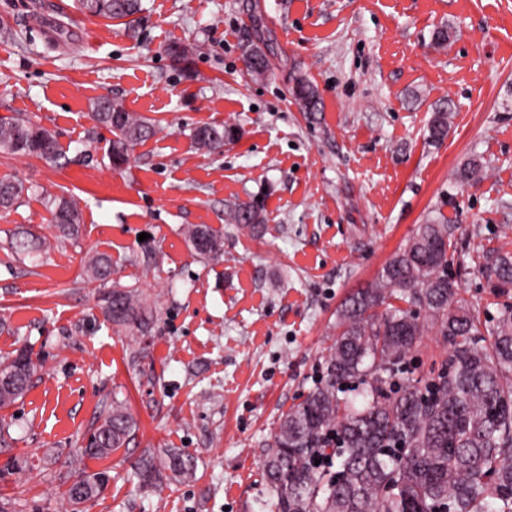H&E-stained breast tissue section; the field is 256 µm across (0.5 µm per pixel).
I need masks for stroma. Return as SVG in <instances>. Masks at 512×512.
<instances>
[{
    "label": "stroma",
    "mask_w": 512,
    "mask_h": 512,
    "mask_svg": "<svg viewBox=\"0 0 512 512\" xmlns=\"http://www.w3.org/2000/svg\"><path fill=\"white\" fill-rule=\"evenodd\" d=\"M256 7L273 38L261 81L244 66ZM443 25L452 36L433 47ZM0 26V116L39 123L64 152L0 153V179L28 188L0 211V356L25 347L43 362L0 409V499L23 512H61L68 456L115 399L138 428L87 461L111 476L87 512H259L265 450L318 383L337 308L428 216L455 219L462 297L484 317L512 303L482 272L487 251L512 254V0H142L128 25L76 0H0ZM175 44L197 52L177 64ZM297 74L321 112L292 98ZM100 97L156 128L119 167L112 132L90 117ZM448 99V136L430 143V110ZM204 124L238 136L199 150ZM475 156L482 178L455 183ZM62 194L80 211L71 239L48 209ZM254 199L268 229L253 237L225 211ZM199 224L223 236L221 258L195 254L186 231ZM22 230L40 253L11 252ZM96 252L156 307L148 335L105 322V291L83 276ZM163 448L195 456L196 477L142 491L134 464Z\"/></svg>",
    "instance_id": "35a3bbf8"
}]
</instances>
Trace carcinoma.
<instances>
[{"label":"carcinoma","mask_w":512,"mask_h":512,"mask_svg":"<svg viewBox=\"0 0 512 512\" xmlns=\"http://www.w3.org/2000/svg\"><path fill=\"white\" fill-rule=\"evenodd\" d=\"M93 16L120 20L141 11L140 0H79ZM248 72L265 77L267 50L253 45L245 56ZM291 95L304 112L323 111L317 87L306 77L293 78ZM94 121L111 128L110 158L119 166L128 147L155 134L146 119L128 112L123 103L101 97L91 104ZM454 106L437 104L431 113L428 138L448 136ZM196 143L209 151L236 137L234 127H198ZM0 153L61 159L54 134L19 115L0 117ZM481 159H469L456 172L460 184L478 180ZM27 188L19 181L0 180V208L20 203ZM52 221L59 233L73 236L80 223L73 201L55 195ZM229 223L251 235L264 231L263 208L238 202ZM454 225L438 213L417 225L406 243L385 263L372 288L360 289L336 311V336L325 357V379L305 400L286 412L264 463L265 500L261 512H512V305L492 323L481 321L476 305L460 297L451 271ZM194 252L216 258L223 239L205 226L189 230ZM11 248L34 254L41 241L18 233ZM90 280L107 283L112 258L89 257ZM482 272L493 287L512 288V256L489 253ZM405 306H396L393 301ZM106 321L120 330L149 324L138 288L112 285L104 308ZM433 328L450 341L448 358L429 379L413 378L400 362ZM41 364L20 349L0 361V408L23 397ZM352 388L360 409L341 405L337 392ZM137 423L122 402L112 401L97 417L85 444L70 459L73 479L63 494L67 512H83L110 481L108 471L88 473L86 459L104 458L125 447ZM336 457L338 470L318 467L317 459ZM196 469L193 456L175 449L146 453L135 464L142 487L162 478L183 481Z\"/></svg>","instance_id":"cac0c4a2"}]
</instances>
